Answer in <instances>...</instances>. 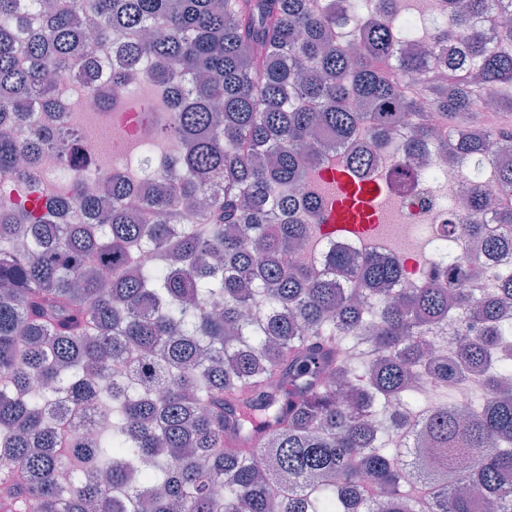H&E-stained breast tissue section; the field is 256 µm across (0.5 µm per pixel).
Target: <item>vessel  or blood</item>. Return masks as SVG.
Listing matches in <instances>:
<instances>
[{
    "label": "vessel or blood",
    "instance_id": "1",
    "mask_svg": "<svg viewBox=\"0 0 512 512\" xmlns=\"http://www.w3.org/2000/svg\"><path fill=\"white\" fill-rule=\"evenodd\" d=\"M336 194L328 209V222L335 231L365 234L382 220L377 202L381 194L374 184L357 182L347 172L336 177Z\"/></svg>",
    "mask_w": 512,
    "mask_h": 512
}]
</instances>
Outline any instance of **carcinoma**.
<instances>
[{
	"instance_id": "carcinoma-1",
	"label": "carcinoma",
	"mask_w": 512,
	"mask_h": 512,
	"mask_svg": "<svg viewBox=\"0 0 512 512\" xmlns=\"http://www.w3.org/2000/svg\"><path fill=\"white\" fill-rule=\"evenodd\" d=\"M25 2L0 0V169L27 207L16 223L0 189V512H512V266L477 295L473 262L398 288V263L334 243L319 269L295 264L324 221L279 218L321 212L296 190L324 144L368 179L373 155L353 147L364 123L383 142L410 120L412 177L426 102L449 154L495 162L512 123L470 117L488 91L512 115V24L482 29L512 0H437L434 39L458 37L462 58L398 52L401 0L366 20L348 0ZM346 25L357 55L336 44ZM89 38L119 59L86 80L103 109L112 87L132 99L151 82L176 113L164 193L138 196L117 170L110 203L81 176L68 198L39 186L41 158L63 149L36 113L66 108L55 87L91 71L76 54ZM466 197L448 229L512 225L479 182ZM74 206L93 222L60 223ZM148 246L152 265L138 261ZM450 322L458 345L437 352ZM109 357L127 377H109ZM430 381L472 383L482 403L427 396ZM70 403L109 421L74 436L59 420Z\"/></svg>"
}]
</instances>
